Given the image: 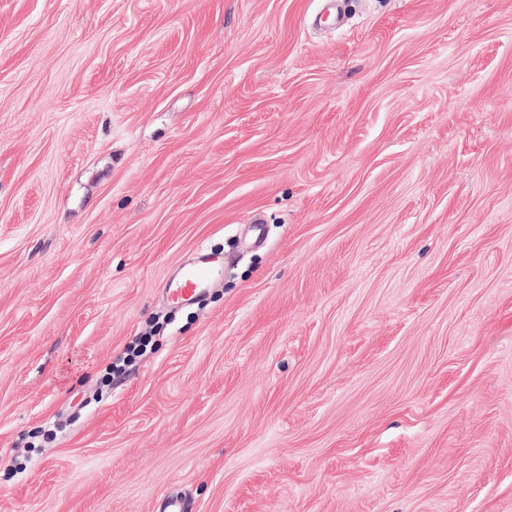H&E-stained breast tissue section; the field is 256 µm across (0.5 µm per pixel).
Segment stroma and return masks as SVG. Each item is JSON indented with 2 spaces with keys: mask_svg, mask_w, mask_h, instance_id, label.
<instances>
[{
  "mask_svg": "<svg viewBox=\"0 0 512 512\" xmlns=\"http://www.w3.org/2000/svg\"><path fill=\"white\" fill-rule=\"evenodd\" d=\"M322 4L0 0V512H512V0ZM215 257L203 249L191 261L182 264L173 278L164 286V293L174 305H187L197 301L204 288L212 283V264Z\"/></svg>",
  "mask_w": 512,
  "mask_h": 512,
  "instance_id": "1",
  "label": "stroma"
}]
</instances>
